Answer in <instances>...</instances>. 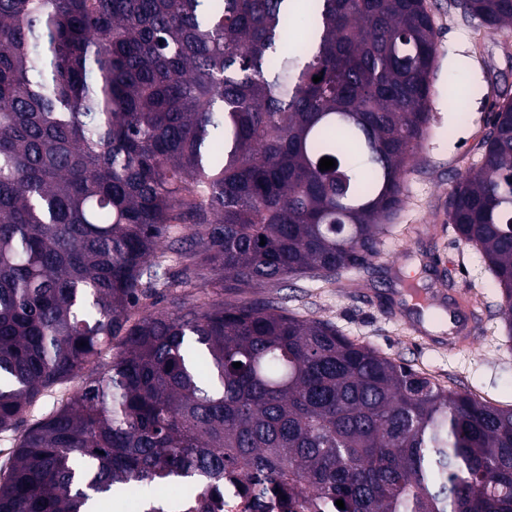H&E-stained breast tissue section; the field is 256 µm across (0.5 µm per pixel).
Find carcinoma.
Returning <instances> with one entry per match:
<instances>
[{
    "label": "carcinoma",
    "instance_id": "1",
    "mask_svg": "<svg viewBox=\"0 0 512 512\" xmlns=\"http://www.w3.org/2000/svg\"><path fill=\"white\" fill-rule=\"evenodd\" d=\"M304 2L0 0V432L117 344L17 438L0 512H99L169 480L181 512H224L226 481L312 512H512V407L224 300L369 270L430 123L426 0ZM453 4L512 26V0ZM493 107L448 223L511 343L512 101Z\"/></svg>",
    "mask_w": 512,
    "mask_h": 512
}]
</instances>
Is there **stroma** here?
Segmentation results:
<instances>
[{"label":"stroma","mask_w":512,"mask_h":512,"mask_svg":"<svg viewBox=\"0 0 512 512\" xmlns=\"http://www.w3.org/2000/svg\"><path fill=\"white\" fill-rule=\"evenodd\" d=\"M438 32L431 124L405 175L404 204L372 261L336 284L311 278L232 288L225 299L267 298L445 385L499 406L512 405V347L504 336L500 290L479 251L448 222V190L481 158L495 101L512 98V30L490 33L452 0H427ZM480 316L471 345H449L444 312L455 294Z\"/></svg>","instance_id":"stroma-1"}]
</instances>
